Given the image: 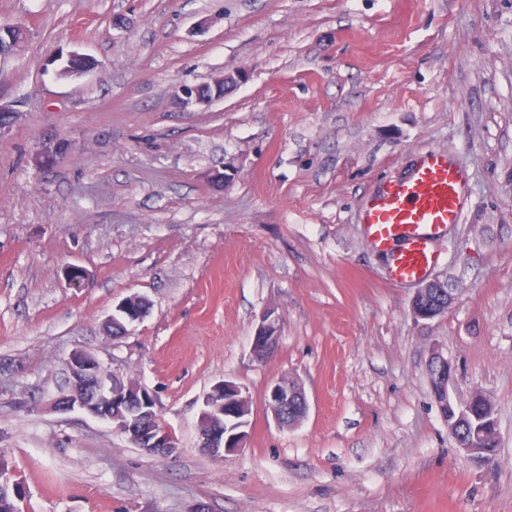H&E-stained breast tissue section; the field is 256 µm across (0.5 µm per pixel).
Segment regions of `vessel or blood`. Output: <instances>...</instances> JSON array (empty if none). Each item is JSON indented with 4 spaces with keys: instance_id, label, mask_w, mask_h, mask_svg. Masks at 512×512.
Wrapping results in <instances>:
<instances>
[{
    "instance_id": "b4317fda",
    "label": "vessel or blood",
    "mask_w": 512,
    "mask_h": 512,
    "mask_svg": "<svg viewBox=\"0 0 512 512\" xmlns=\"http://www.w3.org/2000/svg\"><path fill=\"white\" fill-rule=\"evenodd\" d=\"M468 172L452 151L417 153L408 172L381 181L362 205L360 222L390 259L395 283L417 282L438 264L433 248L468 209Z\"/></svg>"
}]
</instances>
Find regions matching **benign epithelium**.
I'll return each instance as SVG.
<instances>
[{"mask_svg": "<svg viewBox=\"0 0 512 512\" xmlns=\"http://www.w3.org/2000/svg\"><path fill=\"white\" fill-rule=\"evenodd\" d=\"M245 74L234 72L222 77L223 92L203 98L195 87H182L177 92L179 101L186 105L207 106L224 98L236 87ZM454 297L448 282L434 278L424 282L413 294L410 312L413 319L434 320L448 313ZM150 302L141 295H130L122 300L106 321V328L124 335L128 327L140 323L148 315ZM280 339V317L272 308L266 310L251 336V350L255 358L271 357ZM67 390L60 395L54 407L61 413L79 411L100 420H110L113 429L145 454L171 457L177 453V437L160 421L156 397L147 387L133 385L124 376L106 369L87 352L72 354L65 363ZM432 391L439 410L455 436L466 435V442L458 445L460 456L470 460L491 461L498 446L497 417L491 400L482 392L473 393L467 401L453 398L449 386L454 368L447 358L436 352L429 364ZM309 410L308 400L301 385L289 378L270 383L266 393V411L273 422L282 428L300 423ZM251 404L245 389L232 381L217 383L203 400L200 413V447L216 461L222 462L245 446L250 427ZM13 496L14 512H25L26 490L16 474L0 472V490Z\"/></svg>", "mask_w": 512, "mask_h": 512, "instance_id": "1", "label": "benign epithelium"}]
</instances>
